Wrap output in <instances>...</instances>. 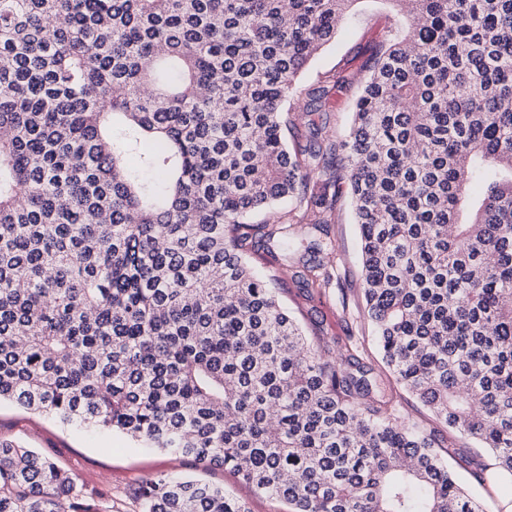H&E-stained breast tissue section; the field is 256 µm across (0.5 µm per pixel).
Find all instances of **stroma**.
<instances>
[{
	"mask_svg": "<svg viewBox=\"0 0 512 512\" xmlns=\"http://www.w3.org/2000/svg\"><path fill=\"white\" fill-rule=\"evenodd\" d=\"M393 19L386 0H357L353 11L341 22L335 39L320 51L300 77V85L305 88L321 76L337 71L349 76L350 85L334 96L333 108L327 114V131L334 139H342L346 132L358 88ZM328 231L336 244L340 294L307 293L294 279L295 264L288 263L279 268L285 288L283 299L311 338L323 336L332 340L334 351L339 354L345 350L347 336H356L365 357L374 367H381L373 327L363 315L358 229L348 197H341ZM388 391L401 416L421 430L434 433L442 444L456 448L451 468L467 492L481 502L484 512H506L507 503L512 501V484H481L474 477L480 466L489 463V451L437 421L427 407L397 382H390ZM0 438L51 458L72 475L77 488L108 492L107 512H141L138 490L146 479L160 474L192 476L224 486L226 491L246 498L251 512H287L286 505L278 500L244 488L231 471L219 467L206 469L156 449L137 448L120 435L63 427L47 416L8 402L0 404Z\"/></svg>",
	"mask_w": 512,
	"mask_h": 512,
	"instance_id": "35a3bbf8",
	"label": "stroma"
}]
</instances>
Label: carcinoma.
<instances>
[{"instance_id": "1", "label": "carcinoma", "mask_w": 512, "mask_h": 512, "mask_svg": "<svg viewBox=\"0 0 512 512\" xmlns=\"http://www.w3.org/2000/svg\"><path fill=\"white\" fill-rule=\"evenodd\" d=\"M352 2L0 0V401L230 470L289 512H484L250 260L298 253L299 286L330 287L346 185L383 363L490 450L478 479L512 480V0H390L411 22L338 145L315 115L347 77L288 101ZM141 497L249 512L179 475ZM0 512L103 510L0 439Z\"/></svg>"}]
</instances>
